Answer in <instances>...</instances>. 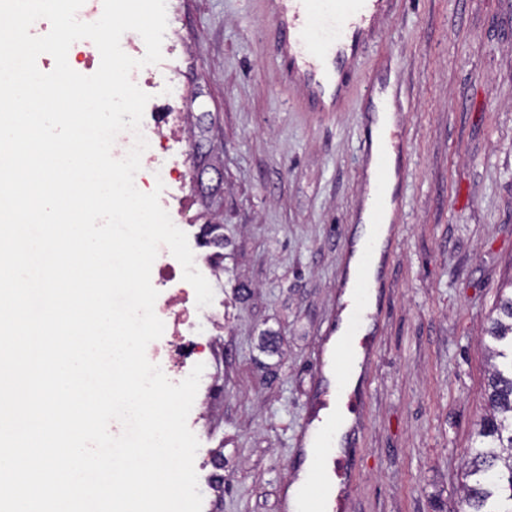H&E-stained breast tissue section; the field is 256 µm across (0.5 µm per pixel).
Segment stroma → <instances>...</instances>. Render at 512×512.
I'll return each instance as SVG.
<instances>
[{"label":"stroma","instance_id":"35a3bbf8","mask_svg":"<svg viewBox=\"0 0 512 512\" xmlns=\"http://www.w3.org/2000/svg\"><path fill=\"white\" fill-rule=\"evenodd\" d=\"M148 111L160 157L224 235L222 393L196 436L224 451L202 512H282L290 460L336 322L347 225L369 194L361 100L301 112L270 60L254 0H167ZM409 135L377 311L351 512H453L483 414L484 330L512 278V0H401L361 49Z\"/></svg>","mask_w":512,"mask_h":512}]
</instances>
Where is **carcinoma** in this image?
<instances>
[{
  "label": "carcinoma",
  "mask_w": 512,
  "mask_h": 512,
  "mask_svg": "<svg viewBox=\"0 0 512 512\" xmlns=\"http://www.w3.org/2000/svg\"><path fill=\"white\" fill-rule=\"evenodd\" d=\"M494 312L488 334L501 365L484 385L485 414L463 468V512H512V283L499 290Z\"/></svg>",
  "instance_id": "carcinoma-1"
}]
</instances>
